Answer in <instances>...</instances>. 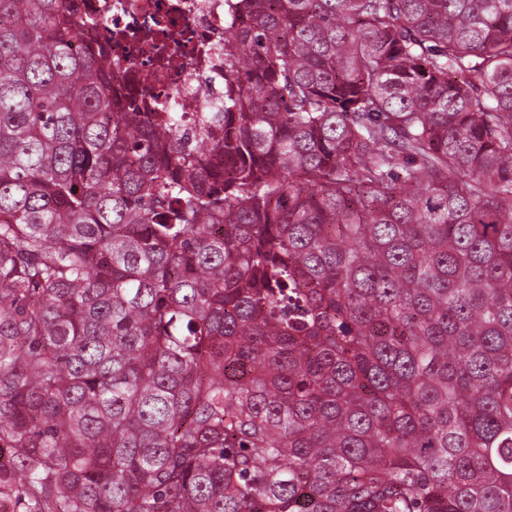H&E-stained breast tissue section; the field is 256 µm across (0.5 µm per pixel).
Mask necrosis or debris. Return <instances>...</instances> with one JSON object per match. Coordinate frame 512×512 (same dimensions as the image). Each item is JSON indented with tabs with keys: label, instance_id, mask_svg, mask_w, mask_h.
I'll list each match as a JSON object with an SVG mask.
<instances>
[{
	"label": "necrosis or debris",
	"instance_id": "obj_1",
	"mask_svg": "<svg viewBox=\"0 0 512 512\" xmlns=\"http://www.w3.org/2000/svg\"><path fill=\"white\" fill-rule=\"evenodd\" d=\"M102 23L97 39L112 57L158 72L136 87L131 102L150 112L172 99L180 111H206L224 95V0H91Z\"/></svg>",
	"mask_w": 512,
	"mask_h": 512
}]
</instances>
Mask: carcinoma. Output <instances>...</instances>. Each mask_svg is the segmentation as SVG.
Returning <instances> with one entry per match:
<instances>
[{
    "label": "carcinoma",
    "mask_w": 512,
    "mask_h": 512,
    "mask_svg": "<svg viewBox=\"0 0 512 512\" xmlns=\"http://www.w3.org/2000/svg\"><path fill=\"white\" fill-rule=\"evenodd\" d=\"M86 2L0 0V488L512 512V0H225L191 131Z\"/></svg>",
    "instance_id": "carcinoma-1"
}]
</instances>
